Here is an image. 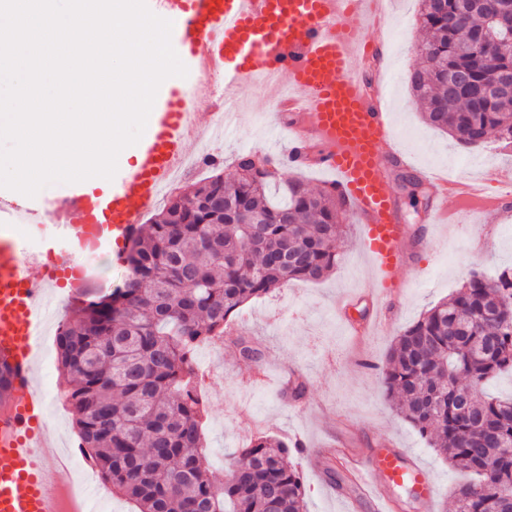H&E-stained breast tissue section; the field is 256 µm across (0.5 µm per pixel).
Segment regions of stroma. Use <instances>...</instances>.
Segmentation results:
<instances>
[{
  "label": "stroma",
  "instance_id": "1",
  "mask_svg": "<svg viewBox=\"0 0 512 512\" xmlns=\"http://www.w3.org/2000/svg\"><path fill=\"white\" fill-rule=\"evenodd\" d=\"M418 10L419 0H395L384 24L385 31L399 40L387 59L386 75L395 89L387 108L397 145L410 161L409 166L395 164L390 169L391 190L408 233L407 261L388 329L356 336L337 313L338 299L371 287L369 260L359 246L360 227L349 214L333 272L315 284L288 282L246 303L232 318L233 335H244L260 350L264 378L253 379L251 362L231 341L219 342L206 356L212 392L205 422L206 459L212 476L223 482L234 452L257 433L284 439L301 436L307 449L294 454L293 461L305 491L306 512H343L347 506L352 512H373L369 503H353L350 480L334 459L315 457V449L330 447L339 438L352 448L365 450L391 441L410 451L439 485L433 512H450L453 491L466 480L396 412L378 377L401 331L429 307L450 298L471 271L492 279L512 267V208L482 210L462 224L431 225L428 201L412 195L403 176L445 172L480 179L497 170L512 172V146L505 148L493 140L471 149L426 123L424 107L410 88L424 38ZM284 137L268 97L242 88L237 114L216 144L224 152V176L233 174L242 152L272 153L282 160L283 150H272L270 142ZM87 268L83 287L60 289L52 300L58 318H65L72 305L107 293L127 272L126 264L110 251L88 260ZM292 370L306 383L305 396L297 403L287 399L281 387L284 374Z\"/></svg>",
  "mask_w": 512,
  "mask_h": 512
}]
</instances>
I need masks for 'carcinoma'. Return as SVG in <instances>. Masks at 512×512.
I'll return each instance as SVG.
<instances>
[{
  "instance_id": "cac0c4a2",
  "label": "carcinoma",
  "mask_w": 512,
  "mask_h": 512,
  "mask_svg": "<svg viewBox=\"0 0 512 512\" xmlns=\"http://www.w3.org/2000/svg\"><path fill=\"white\" fill-rule=\"evenodd\" d=\"M428 39L410 75L426 122L480 148L496 136L512 144V96L473 104L497 72L512 69V46L473 34L512 0H420ZM463 74L454 88L448 77ZM242 152L236 173L184 188L131 239L121 285L81 303L60 327L63 393L79 448L112 491L138 512H304V489L288 442L258 435L238 449L224 483L203 464L206 406L195 392L193 351L228 335L229 317L290 280L316 282L336 268L346 234L331 185L301 179L271 193L274 174ZM220 192L224 216L197 202ZM512 372V271L476 272L397 338L381 384L399 413L472 480L454 491L456 512H512V398L485 391Z\"/></svg>"
}]
</instances>
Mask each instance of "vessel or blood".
<instances>
[{"label":"vessel or blood","instance_id":"b4317fda","mask_svg":"<svg viewBox=\"0 0 512 512\" xmlns=\"http://www.w3.org/2000/svg\"><path fill=\"white\" fill-rule=\"evenodd\" d=\"M150 10L173 23L171 42L185 55L190 74L202 63L224 70L225 99H235L256 76L285 84L290 94L272 95L287 125L288 159L331 172L362 228L381 298H388L404 266L406 234L389 184L398 154L384 94L367 67L366 34L389 12L391 0H147ZM208 128L185 109L183 90L158 97L135 150L111 193L73 186L58 206L30 198L17 210L0 193V357L11 367V385L0 396V512H58L51 491L62 453L42 427L44 401L36 379L38 336L47 301L61 281L81 280L88 250L120 248L150 210L162 185L177 171L190 135ZM430 221H448V181L433 177ZM24 217L35 251L16 234ZM336 464L375 512H402L396 491L412 487L421 512L437 495L432 473L406 449L340 448Z\"/></svg>","mask_w":512,"mask_h":512}]
</instances>
